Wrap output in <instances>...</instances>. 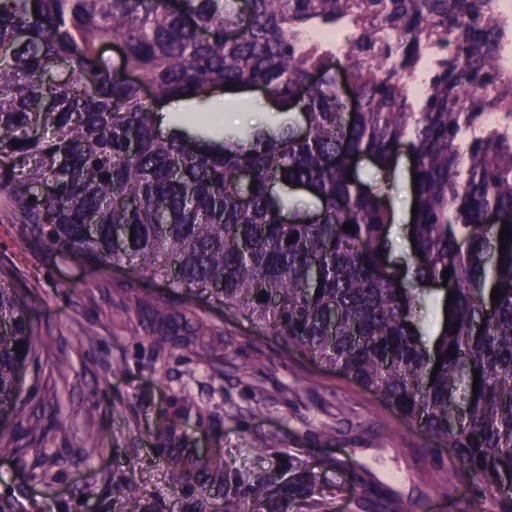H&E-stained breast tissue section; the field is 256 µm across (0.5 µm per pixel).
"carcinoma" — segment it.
<instances>
[{
    "label": "carcinoma",
    "instance_id": "carcinoma-1",
    "mask_svg": "<svg viewBox=\"0 0 512 512\" xmlns=\"http://www.w3.org/2000/svg\"><path fill=\"white\" fill-rule=\"evenodd\" d=\"M511 53L512 18L490 0H0V210L35 242L209 292L448 440L457 476L493 491L512 477V241L498 238L512 227ZM227 85L263 89L282 120L161 128L166 105ZM402 152L418 187L399 269L390 212L353 166L366 156L390 177ZM285 179L316 211L285 212ZM423 281L457 296L430 346ZM1 320L0 409L20 416L44 339L7 266Z\"/></svg>",
    "mask_w": 512,
    "mask_h": 512
}]
</instances>
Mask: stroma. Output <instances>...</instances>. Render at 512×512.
Listing matches in <instances>:
<instances>
[{
    "mask_svg": "<svg viewBox=\"0 0 512 512\" xmlns=\"http://www.w3.org/2000/svg\"><path fill=\"white\" fill-rule=\"evenodd\" d=\"M209 107L229 115L227 131L274 120L260 91L219 92ZM408 168L400 158L388 180L359 163L389 205L399 263L411 253ZM0 262L46 341L25 368L30 411L0 445V502L12 512H126L132 485L142 512H224L228 495L241 512H468L483 492L469 478L440 491L451 463L444 441L209 293L31 244L3 222ZM172 312L186 316L185 329L172 331ZM165 411L176 431L163 440L154 420ZM170 448L217 460L183 473L169 465ZM299 471L307 488L289 490Z\"/></svg>",
    "mask_w": 512,
    "mask_h": 512,
    "instance_id": "35a3bbf8",
    "label": "stroma"
}]
</instances>
